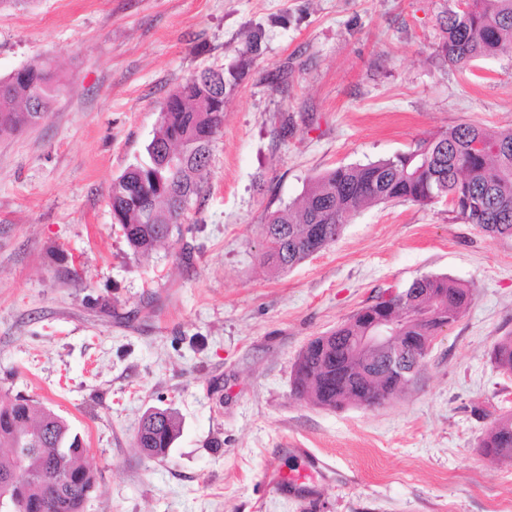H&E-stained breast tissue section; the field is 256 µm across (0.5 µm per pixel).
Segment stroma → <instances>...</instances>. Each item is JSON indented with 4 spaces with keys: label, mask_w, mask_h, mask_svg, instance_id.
<instances>
[{
    "label": "stroma",
    "mask_w": 512,
    "mask_h": 512,
    "mask_svg": "<svg viewBox=\"0 0 512 512\" xmlns=\"http://www.w3.org/2000/svg\"><path fill=\"white\" fill-rule=\"evenodd\" d=\"M462 0H11L0 77L46 59L68 87L48 118L0 138V395L81 435L97 477L84 512H512V461L479 443L512 412L494 347L512 336V236L445 201L361 209L287 272L262 265L267 210L339 166L389 158L459 124L512 127V53L443 62ZM203 196L149 258L109 189L146 161L167 96L235 71ZM444 274L471 292L420 373L378 407L291 392L298 353L382 291ZM174 411L168 455L136 445ZM315 456L307 488L282 491ZM181 432V421L169 409L153 408L142 417L137 446L153 457H165Z\"/></svg>",
    "instance_id": "1"
}]
</instances>
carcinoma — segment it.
<instances>
[{
    "mask_svg": "<svg viewBox=\"0 0 512 512\" xmlns=\"http://www.w3.org/2000/svg\"><path fill=\"white\" fill-rule=\"evenodd\" d=\"M472 6L446 18L441 55L455 66L512 51V0H471ZM237 84L212 68L194 72L165 100L148 160L129 168L112 183V211L124 236L141 257L149 256L182 223L200 196L213 143L224 123V104ZM66 87L50 60L23 66L0 78V137L14 135L45 120ZM481 140L490 151L480 154ZM455 196L458 218L491 235L512 236V127L461 124L432 133L413 149L365 165L339 166L315 178L303 203L266 212L263 262L287 270L336 240L344 224L361 208L394 202L427 206ZM414 305L439 303L443 320L400 321L404 336H432L468 307L470 290L446 275L419 278L402 291ZM366 332L357 312L325 336L310 340L292 371V391L314 404L338 409L346 404L376 407L396 397L409 377L365 374L376 356L357 349ZM498 368L512 373V338L493 350ZM181 421L169 409L153 408L142 417L137 446L164 457L179 437ZM0 499H20L25 512H82L95 487L84 463L79 434L51 409L35 410L30 400L0 396ZM27 448L36 478L16 476V449ZM493 460L512 459V415L497 417L480 443ZM67 478L61 484V478Z\"/></svg>",
    "mask_w": 512,
    "mask_h": 512,
    "instance_id": "1",
    "label": "carcinoma"
}]
</instances>
